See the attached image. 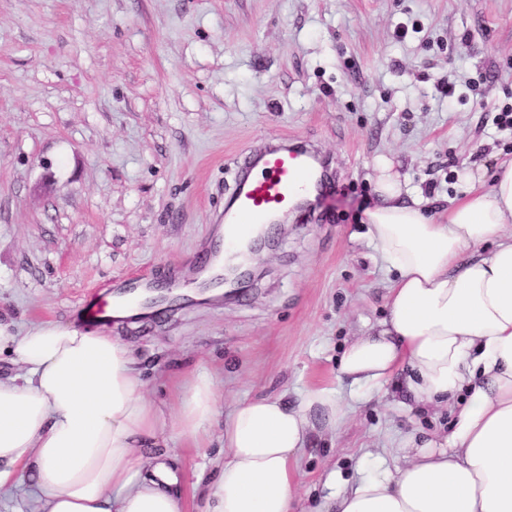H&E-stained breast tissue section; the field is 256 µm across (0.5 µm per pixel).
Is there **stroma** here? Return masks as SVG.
Wrapping results in <instances>:
<instances>
[{
  "label": "stroma",
  "instance_id": "stroma-1",
  "mask_svg": "<svg viewBox=\"0 0 512 512\" xmlns=\"http://www.w3.org/2000/svg\"><path fill=\"white\" fill-rule=\"evenodd\" d=\"M405 37H398L399 26ZM512 0H0V320L77 322L126 279L191 282L216 244L234 157L261 139L314 141L332 189L290 216L235 298L177 301L121 336L166 414L177 362L210 371L222 412L330 384L387 317L396 273L370 240L374 161L405 200L468 196L466 172L512 160ZM298 455L299 512H333L340 485L384 448L447 435L449 413L399 373L354 399ZM184 512L224 461L220 439L174 443Z\"/></svg>",
  "mask_w": 512,
  "mask_h": 512
}]
</instances>
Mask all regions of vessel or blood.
<instances>
[{
  "label": "vessel or blood",
  "mask_w": 512,
  "mask_h": 512,
  "mask_svg": "<svg viewBox=\"0 0 512 512\" xmlns=\"http://www.w3.org/2000/svg\"><path fill=\"white\" fill-rule=\"evenodd\" d=\"M324 159L303 145L281 141L265 143L250 149L244 156L240 175L233 189V201L216 218L226 228L227 239L233 240L252 225L285 221L289 213L302 208L311 193L320 191L319 177ZM151 281L127 280L115 299H91L79 309L85 326L100 328L113 321L112 311L121 305L150 317L152 308L143 300Z\"/></svg>",
  "instance_id": "1"
}]
</instances>
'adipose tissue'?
<instances>
[{
	"mask_svg": "<svg viewBox=\"0 0 512 512\" xmlns=\"http://www.w3.org/2000/svg\"><path fill=\"white\" fill-rule=\"evenodd\" d=\"M377 170L368 234L397 277L381 330L343 350L339 373L365 394L407 370L414 403L447 407L452 425L407 464L361 470L336 512H512V161L435 215L403 199L388 160ZM2 355L16 371L0 376V489H23L29 512H183L170 444L199 449L215 434L224 464L202 512H293L298 452L350 412L315 386L225 415L196 370L168 417L129 343L73 324L0 322Z\"/></svg>",
	"mask_w": 512,
	"mask_h": 512,
	"instance_id": "adipose-tissue-1",
	"label": "adipose tissue"
}]
</instances>
